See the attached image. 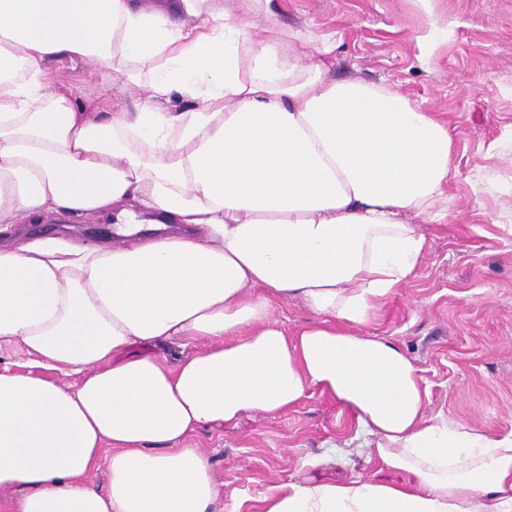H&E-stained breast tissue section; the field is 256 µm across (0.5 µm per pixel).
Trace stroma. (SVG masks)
<instances>
[{"label":"stroma","instance_id":"35a3bbf8","mask_svg":"<svg viewBox=\"0 0 512 512\" xmlns=\"http://www.w3.org/2000/svg\"><path fill=\"white\" fill-rule=\"evenodd\" d=\"M285 30L333 34L336 79L382 83L444 120L454 139L448 220H424L414 276L363 336L395 341L429 392V415L512 433V0H272ZM51 78L94 112L133 111L137 86L91 63ZM369 438L311 389L294 408L245 414L192 439L210 458L223 512H261L274 486L376 475Z\"/></svg>","mask_w":512,"mask_h":512}]
</instances>
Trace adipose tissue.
Returning a JSON list of instances; mask_svg holds the SVG:
<instances>
[{"mask_svg": "<svg viewBox=\"0 0 512 512\" xmlns=\"http://www.w3.org/2000/svg\"><path fill=\"white\" fill-rule=\"evenodd\" d=\"M180 6L184 24L132 0H0V347L33 357L0 367L13 512H220L209 458L185 440L311 389L416 484L291 482L263 512H512V434L426 417L411 359L357 333L422 259L416 218L448 216L447 123L332 78L335 39L254 35L271 0ZM63 59L143 94L93 115L52 83ZM145 215L177 233L140 236ZM51 216L112 217L123 240L27 233ZM291 299L317 317L293 335L273 316ZM170 340L194 350L173 366L133 350Z\"/></svg>", "mask_w": 512, "mask_h": 512, "instance_id": "obj_1", "label": "adipose tissue"}]
</instances>
